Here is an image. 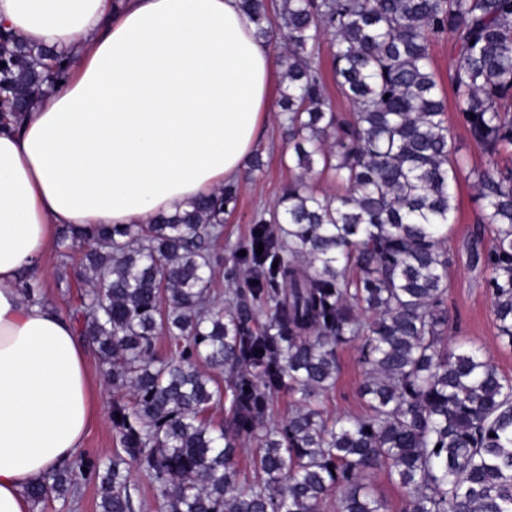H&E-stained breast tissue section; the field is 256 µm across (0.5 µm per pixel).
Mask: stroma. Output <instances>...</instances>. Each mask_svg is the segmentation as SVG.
I'll return each instance as SVG.
<instances>
[{"instance_id":"obj_1","label":"stroma","mask_w":512,"mask_h":512,"mask_svg":"<svg viewBox=\"0 0 512 512\" xmlns=\"http://www.w3.org/2000/svg\"><path fill=\"white\" fill-rule=\"evenodd\" d=\"M448 126L457 148L461 169L456 193L459 209L454 234L449 242L452 264L448 271V313L453 322V342L481 348L487 353L499 373L512 378V346L497 335L491 298L485 287L486 275L481 269L471 267L469 251L474 241L489 245L492 231L479 224V210L475 190L470 178L472 169L489 166L488 157L470 139L456 117L455 107L447 109ZM264 166L244 178L239 190L237 209L224 217V232L216 250L222 265H229L231 249L246 241L250 235L252 218L256 210L272 209L284 187L294 177L286 154L279 121H272L261 141ZM84 247H76L68 259H61L57 252H50L46 270L37 280L46 301L62 313H70L80 303L83 286L80 281ZM88 368L95 385L97 418L84 440L83 451L108 461L119 452L120 445L112 431V389L104 375V368L94 346H87ZM363 373L355 346L344 347L340 352L338 383L324 400L327 414H360L364 411L359 396Z\"/></svg>"}]
</instances>
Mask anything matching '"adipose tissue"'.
<instances>
[{"label": "adipose tissue", "instance_id": "1", "mask_svg": "<svg viewBox=\"0 0 512 512\" xmlns=\"http://www.w3.org/2000/svg\"><path fill=\"white\" fill-rule=\"evenodd\" d=\"M0 27L72 54L71 79L0 128V512L81 448L83 340L31 301L58 225L141 224L239 181L278 107L241 0H0Z\"/></svg>", "mask_w": 512, "mask_h": 512}]
</instances>
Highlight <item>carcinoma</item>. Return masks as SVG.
Here are the masks:
<instances>
[{
	"label": "carcinoma",
	"instance_id": "cac0c4a2",
	"mask_svg": "<svg viewBox=\"0 0 512 512\" xmlns=\"http://www.w3.org/2000/svg\"><path fill=\"white\" fill-rule=\"evenodd\" d=\"M242 7L256 36L284 46L279 106L297 174L235 249L223 304L212 295L214 243L236 209L235 184L144 224L59 229L62 256L90 246V290L70 319L106 366L122 455L104 465L79 453L27 495L75 497L94 480L102 512H134L130 463L158 484L165 512H385L370 489L383 470L402 512H512V380L480 350L450 344L458 161L430 52L454 39L458 121L492 161L473 185L479 223L494 236L471 261L489 273L498 337L512 345V0ZM325 42L349 113L328 97ZM72 67L64 52L0 31V126ZM324 174L343 193L313 192L308 180ZM350 344L366 412L332 419L319 398L335 388ZM285 386L295 409L277 424L271 405ZM219 406L222 426L207 418ZM252 443L244 487L239 458Z\"/></svg>",
	"mask_w": 512,
	"mask_h": 512
}]
</instances>
